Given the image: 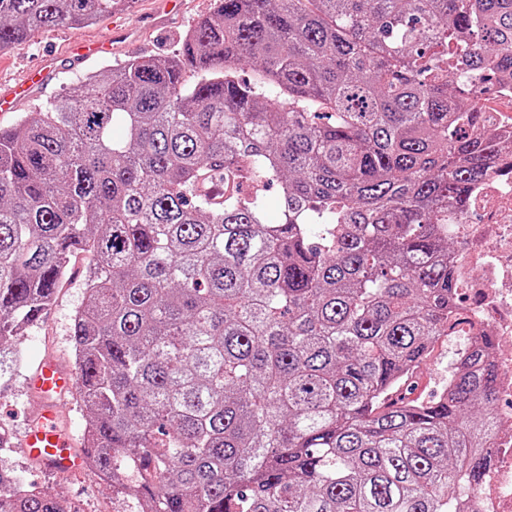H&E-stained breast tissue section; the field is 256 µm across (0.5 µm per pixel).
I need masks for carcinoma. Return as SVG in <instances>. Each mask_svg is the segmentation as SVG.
<instances>
[{"label":"carcinoma","instance_id":"1","mask_svg":"<svg viewBox=\"0 0 512 512\" xmlns=\"http://www.w3.org/2000/svg\"><path fill=\"white\" fill-rule=\"evenodd\" d=\"M119 2L0 0V49ZM511 82L512 0H213L178 54L0 128V342L84 251L83 453L141 512H467L492 341L408 394L448 331L449 210L512 156L478 100ZM0 512L74 510L0 468Z\"/></svg>","mask_w":512,"mask_h":512}]
</instances>
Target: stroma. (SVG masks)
<instances>
[{"mask_svg":"<svg viewBox=\"0 0 512 512\" xmlns=\"http://www.w3.org/2000/svg\"><path fill=\"white\" fill-rule=\"evenodd\" d=\"M212 7L213 0H130L127 6L115 8L93 25L79 29L59 25L0 50V93L13 88L31 69L44 65L50 69L45 84L32 89L17 112H0V128L10 127L18 113L46 107L61 91L77 92L91 71L132 57L173 56L182 36ZM107 38L112 41L109 53L90 58L76 56L75 43L95 44ZM89 263L88 254L74 255L47 315L25 336L0 348V426L10 429L14 438H21L34 413V404L24 386L26 376L46 356L68 365L73 362L71 327L75 311L86 300L84 271ZM450 362L448 339L438 337L416 370L412 399L431 400L439 390L441 377L447 375ZM0 459L27 483L62 495L78 512H139L134 494L112 491L89 469L60 475L26 458L16 445Z\"/></svg>","mask_w":512,"mask_h":512,"instance_id":"1","label":"stroma"}]
</instances>
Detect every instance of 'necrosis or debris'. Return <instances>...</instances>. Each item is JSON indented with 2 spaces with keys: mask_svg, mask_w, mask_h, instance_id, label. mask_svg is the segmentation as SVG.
Masks as SVG:
<instances>
[{
  "mask_svg": "<svg viewBox=\"0 0 512 512\" xmlns=\"http://www.w3.org/2000/svg\"><path fill=\"white\" fill-rule=\"evenodd\" d=\"M481 107L487 115L481 136L511 139L512 87ZM451 229L458 238L448 261L457 286L448 307V345L459 358L480 336H493L500 375L495 420L501 428L469 502L474 512H512V162L497 164L474 186Z\"/></svg>",
  "mask_w": 512,
  "mask_h": 512,
  "instance_id": "necrosis-or-debris-1",
  "label": "necrosis or debris"
}]
</instances>
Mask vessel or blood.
Masks as SVG:
<instances>
[{
  "label": "vessel or blood",
  "mask_w": 512,
  "mask_h": 512,
  "mask_svg": "<svg viewBox=\"0 0 512 512\" xmlns=\"http://www.w3.org/2000/svg\"><path fill=\"white\" fill-rule=\"evenodd\" d=\"M77 385L76 371L52 358L42 360L29 379L36 416L21 446L30 458L60 475L77 473L83 462V456L74 448L68 427L58 411L59 402Z\"/></svg>",
  "instance_id": "1"
}]
</instances>
